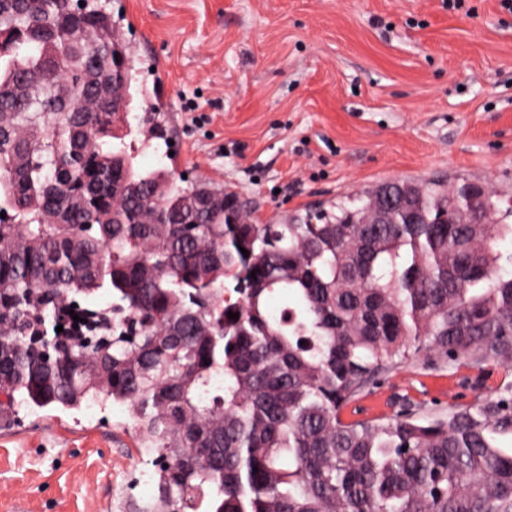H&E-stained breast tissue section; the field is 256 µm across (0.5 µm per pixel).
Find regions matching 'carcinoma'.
Here are the masks:
<instances>
[{"instance_id":"obj_1","label":"carcinoma","mask_w":512,"mask_h":512,"mask_svg":"<svg viewBox=\"0 0 512 512\" xmlns=\"http://www.w3.org/2000/svg\"><path fill=\"white\" fill-rule=\"evenodd\" d=\"M83 2L0 0V416L124 407L154 466L133 512H512V386L426 425L341 417L421 351L512 368V207L397 179L256 224L112 147L139 58ZM162 119L146 110L145 146ZM390 199L416 223H364ZM102 288L108 309L77 305Z\"/></svg>"}]
</instances>
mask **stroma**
<instances>
[{
    "label": "stroma",
    "instance_id": "35a3bbf8",
    "mask_svg": "<svg viewBox=\"0 0 512 512\" xmlns=\"http://www.w3.org/2000/svg\"><path fill=\"white\" fill-rule=\"evenodd\" d=\"M123 36L162 59L172 154L140 166L205 178L260 222L393 178L493 186L512 204V11L500 0H112ZM195 100L204 123L185 109ZM512 371L419 353L380 374L344 421L429 418L496 396ZM119 407L20 409L0 427V512H100L148 498Z\"/></svg>",
    "mask_w": 512,
    "mask_h": 512
}]
</instances>
